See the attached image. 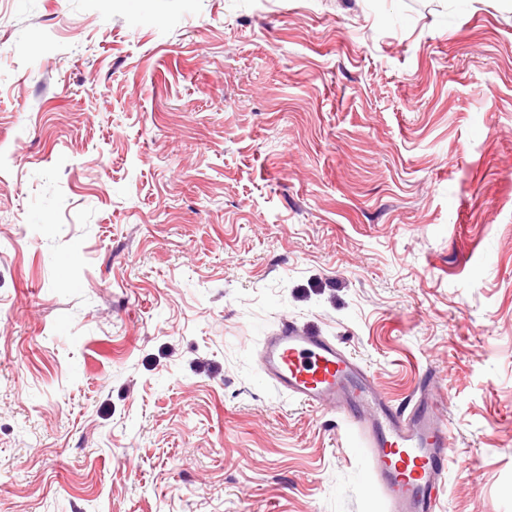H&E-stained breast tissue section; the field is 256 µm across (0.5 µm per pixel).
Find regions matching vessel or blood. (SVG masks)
Wrapping results in <instances>:
<instances>
[{
	"mask_svg": "<svg viewBox=\"0 0 512 512\" xmlns=\"http://www.w3.org/2000/svg\"><path fill=\"white\" fill-rule=\"evenodd\" d=\"M257 362L281 395L327 408L357 431L371 487L387 512H439L451 444L439 396L428 384L418 398L392 403L334 338L285 319L265 336Z\"/></svg>",
	"mask_w": 512,
	"mask_h": 512,
	"instance_id": "obj_1",
	"label": "vessel or blood"
}]
</instances>
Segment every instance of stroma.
Returning <instances> with one entry per match:
<instances>
[{"mask_svg": "<svg viewBox=\"0 0 512 512\" xmlns=\"http://www.w3.org/2000/svg\"><path fill=\"white\" fill-rule=\"evenodd\" d=\"M283 319L512 512V10L0 0V512H383Z\"/></svg>", "mask_w": 512, "mask_h": 512, "instance_id": "1", "label": "stroma"}]
</instances>
